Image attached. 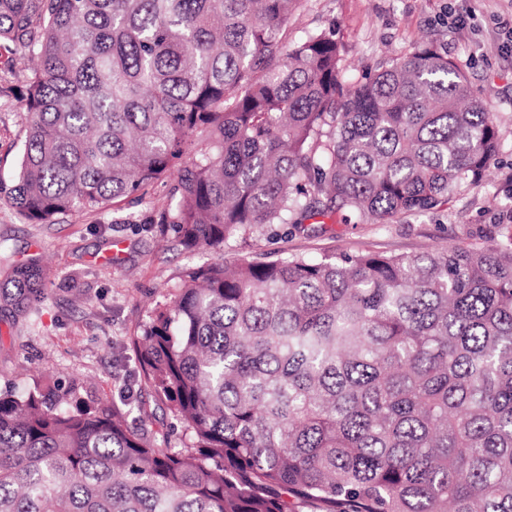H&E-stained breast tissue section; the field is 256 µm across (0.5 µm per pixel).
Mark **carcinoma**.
I'll return each mask as SVG.
<instances>
[{
	"mask_svg": "<svg viewBox=\"0 0 512 512\" xmlns=\"http://www.w3.org/2000/svg\"><path fill=\"white\" fill-rule=\"evenodd\" d=\"M299 0H0L28 52V221L171 183L152 224L219 249L271 224H390L483 183L503 131L423 45L362 83L288 44ZM508 244L187 267L134 339L138 381L192 442L70 390L0 392V512H512ZM49 277L0 282L17 316ZM148 424L149 428L157 432L158 439L162 440L164 437L168 440L171 448H182L190 443L189 432L183 424L172 420L168 414L160 410H157L156 417Z\"/></svg>",
	"mask_w": 512,
	"mask_h": 512,
	"instance_id": "obj_1",
	"label": "carcinoma"
}]
</instances>
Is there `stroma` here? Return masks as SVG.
<instances>
[{"label": "stroma", "mask_w": 512, "mask_h": 512, "mask_svg": "<svg viewBox=\"0 0 512 512\" xmlns=\"http://www.w3.org/2000/svg\"><path fill=\"white\" fill-rule=\"evenodd\" d=\"M469 15L459 26L461 15ZM512 25V0H302L288 21L289 37L332 33L344 46L346 81L376 73L413 47L432 45L464 66L474 92L504 132L487 180L465 188L443 211L409 215L391 224H287L241 233L223 249H185L174 232L147 221L167 200L156 186L117 214L83 215L34 224L0 200V281L12 265L43 253L51 284L26 317L0 306V391L34 385L74 387L79 398L122 404L137 382L132 340L157 302L177 291L189 266L265 254L321 257L359 251L416 255L459 243L498 240L503 206L512 205V57L501 51ZM28 75L26 53L0 55V182L11 183L24 139L17 92Z\"/></svg>", "instance_id": "stroma-1"}]
</instances>
